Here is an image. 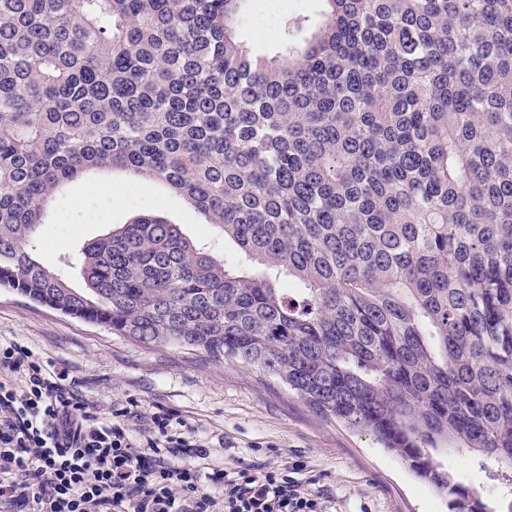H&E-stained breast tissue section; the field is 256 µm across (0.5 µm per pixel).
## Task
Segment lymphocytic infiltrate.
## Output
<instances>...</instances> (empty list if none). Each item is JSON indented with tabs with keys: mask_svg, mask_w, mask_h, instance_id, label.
Instances as JSON below:
<instances>
[{
	"mask_svg": "<svg viewBox=\"0 0 512 512\" xmlns=\"http://www.w3.org/2000/svg\"><path fill=\"white\" fill-rule=\"evenodd\" d=\"M145 420L141 441L131 420ZM167 412L102 417L66 372L0 343V505L10 512H325L287 469L211 467Z\"/></svg>",
	"mask_w": 512,
	"mask_h": 512,
	"instance_id": "obj_1",
	"label": "lymphocytic infiltrate"
}]
</instances>
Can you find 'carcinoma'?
Wrapping results in <instances>:
<instances>
[{
    "mask_svg": "<svg viewBox=\"0 0 512 512\" xmlns=\"http://www.w3.org/2000/svg\"><path fill=\"white\" fill-rule=\"evenodd\" d=\"M248 2L0 0V288L254 367L449 512H512L440 461L512 483V0H320L267 54ZM104 171L241 259L144 214L45 265L52 200ZM442 463L448 468V471L453 473L461 482L465 484L481 487L485 493L496 498L504 497L507 495L506 488H497L492 494L487 492L486 484L483 482V474L473 466L467 453L456 451L448 452L441 458Z\"/></svg>",
    "mask_w": 512,
    "mask_h": 512,
    "instance_id": "cac0c4a2",
    "label": "carcinoma"
}]
</instances>
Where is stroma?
Segmentation results:
<instances>
[{
	"instance_id": "35a3bbf8",
	"label": "stroma",
	"mask_w": 512,
	"mask_h": 512,
	"mask_svg": "<svg viewBox=\"0 0 512 512\" xmlns=\"http://www.w3.org/2000/svg\"><path fill=\"white\" fill-rule=\"evenodd\" d=\"M318 9V0H272L267 24L244 17L242 35L253 51L270 52L285 17ZM133 183L119 175L72 183L52 205V241L41 261L54 264L61 248L143 213L182 224L194 241L214 242L215 227L202 223L182 199L159 187L125 196L124 187ZM0 340L67 367L102 416L133 401L144 412L168 411L186 420L209 441L213 465L258 469L304 461L299 478L306 492L322 498L326 512H448L445 497L370 434L324 418L251 367L174 346H146L35 306L6 288H0Z\"/></svg>"
}]
</instances>
